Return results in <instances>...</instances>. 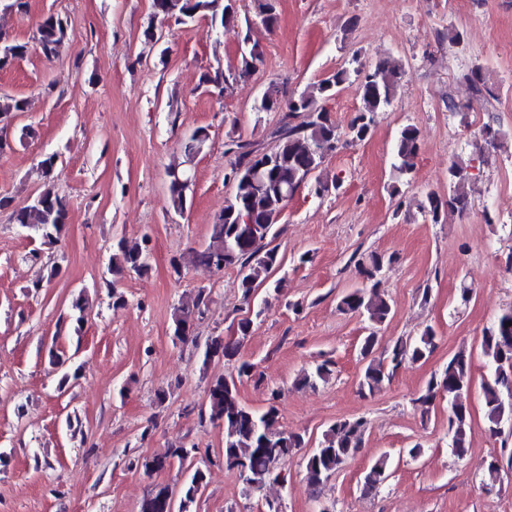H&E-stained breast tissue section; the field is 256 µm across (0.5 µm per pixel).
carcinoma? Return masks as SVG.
Instances as JSON below:
<instances>
[{"instance_id": "cac0c4a2", "label": "carcinoma", "mask_w": 512, "mask_h": 512, "mask_svg": "<svg viewBox=\"0 0 512 512\" xmlns=\"http://www.w3.org/2000/svg\"><path fill=\"white\" fill-rule=\"evenodd\" d=\"M255 16L265 27L275 26L278 19V0H252ZM154 13L164 19L173 18L182 25H189L198 18L210 21L220 29L238 21L239 0H153ZM67 22L61 16L49 13L43 16L37 27L35 42L40 53L47 59L55 57L57 48L66 35ZM248 49L241 53L240 63L233 71L223 74L206 73L202 83L216 89L249 78L260 60L261 52L250 36L243 38ZM27 42L0 35V70L12 67L29 52ZM363 64L354 56L351 65L337 69L329 77L308 85L297 94L283 99L276 89L255 106L258 112H280L282 117L272 131L276 145L266 151L241 138L232 140L239 156L230 164L225 175L233 183V193L226 200L224 210L211 225L209 242L189 255V261L216 271L235 267L240 276L239 287L245 304H251L256 288L267 281L269 275L283 266V258L277 248L268 247V240L279 234L278 223L288 201L310 177H315L314 194L319 196L328 186L338 189L343 179L336 176L328 183L317 175L328 152L334 151L343 139L350 142L366 139L372 131L373 117L388 110L397 94L405 70L401 60L384 58L376 62L368 77L359 81L361 107L355 112L348 131L342 132L331 119L325 102L339 87L355 75L361 76ZM475 93L492 94L486 85L482 69L476 67L466 75ZM28 111L25 98L0 94V122ZM208 141L204 129L194 130L182 141L185 160L167 168V190L170 205L176 212L184 209L191 176L190 163L201 153ZM422 148L417 128L406 125L399 131L393 147L392 168L398 177L409 175ZM468 180L466 166L452 162L448 166V196L433 192L418 200L416 208L432 223L441 220L447 210L464 213L472 206L470 194L465 189ZM250 217L254 235L245 236L238 230L241 215ZM12 223L34 233L46 245H54L64 236L68 224L65 200L52 188L47 187L34 194L27 204L11 213ZM149 239L133 245L121 240L112 253L109 272L114 279L104 282L112 295V305L125 304L123 293L117 289V277L148 271ZM397 260L390 255L368 252L357 260L358 274L362 278L359 287L348 289L337 297L339 310L359 314L367 318L371 331L360 343L359 354L364 363L358 381V393L371 397L383 384L404 366L425 361L434 352L437 334L432 326H426L419 335L400 339L388 351H378V336L374 328L383 325L392 314L391 300L380 288L381 274L385 267ZM210 290L202 287L181 299L172 313L173 336L186 342L193 337L195 320L208 309ZM253 318L239 321V337L235 341L212 339L213 350H204L203 360L215 358L236 365L237 375L219 376L210 382L204 415L209 421L224 427V465L238 473L250 491H257L269 480L278 479L275 465L297 448H311L306 455L305 479L312 491L320 492L324 483L350 460L363 446V438L369 422L363 416L342 418L327 426L315 446H310L306 436L287 432L277 427L278 409L276 392H271L269 406L263 412L252 410L239 399L237 379L250 377L255 364L240 357L243 340L250 335ZM480 348L485 357L487 373L482 378V412L484 429L492 438L512 436V307L504 309L495 320L483 329ZM472 351L457 350L448 362L428 380L413 405L422 416L430 413L436 400L448 398V448L461 458L470 448L473 424L471 410L465 400L472 383ZM334 363L324 359L300 373L295 384L314 388L326 383L333 375ZM196 449L174 444L162 457H145L141 466L147 473L159 472L178 463L183 469L193 467ZM391 456L383 453L366 469L361 485L364 495L378 491L390 475ZM512 468V451L505 456L492 455L485 462L483 485L491 490L502 480L505 469ZM204 475L195 470L182 489L180 505L176 512H187L203 487ZM140 512H170L167 498L158 490L145 498Z\"/></svg>"}]
</instances>
